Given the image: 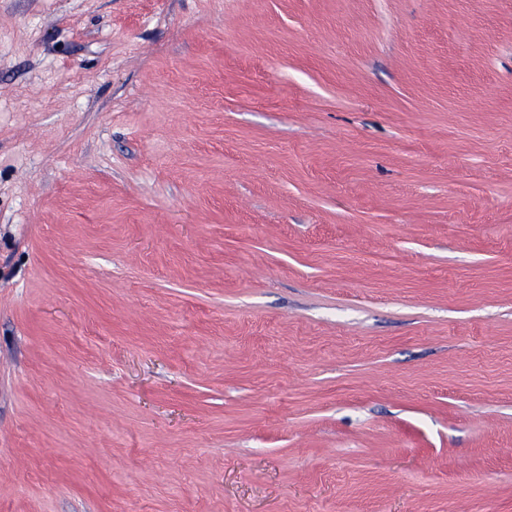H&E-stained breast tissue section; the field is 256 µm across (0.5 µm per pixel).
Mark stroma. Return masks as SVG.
Wrapping results in <instances>:
<instances>
[{
  "label": "stroma",
  "mask_w": 512,
  "mask_h": 512,
  "mask_svg": "<svg viewBox=\"0 0 512 512\" xmlns=\"http://www.w3.org/2000/svg\"><path fill=\"white\" fill-rule=\"evenodd\" d=\"M0 512H512V0H0Z\"/></svg>",
  "instance_id": "35a3bbf8"
}]
</instances>
